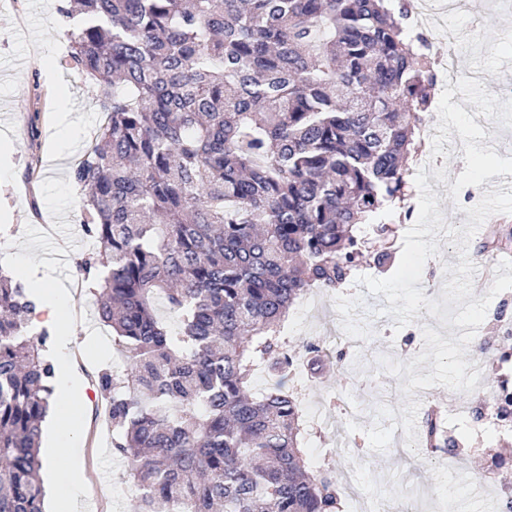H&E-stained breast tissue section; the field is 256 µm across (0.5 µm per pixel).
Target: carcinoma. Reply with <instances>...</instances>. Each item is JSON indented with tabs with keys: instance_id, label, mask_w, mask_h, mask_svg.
<instances>
[{
	"instance_id": "carcinoma-1",
	"label": "carcinoma",
	"mask_w": 512,
	"mask_h": 512,
	"mask_svg": "<svg viewBox=\"0 0 512 512\" xmlns=\"http://www.w3.org/2000/svg\"><path fill=\"white\" fill-rule=\"evenodd\" d=\"M64 2L105 115L70 174L96 243L77 268L125 358L99 382L138 512H339L341 480L307 471L299 397L252 382L292 365L296 301L365 259L360 225L392 241L410 218L436 81L410 0ZM35 309L0 272V512H45L55 370ZM419 437L458 453L432 411Z\"/></svg>"
}]
</instances>
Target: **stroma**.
I'll return each mask as SVG.
<instances>
[{
  "label": "stroma",
  "instance_id": "stroma-1",
  "mask_svg": "<svg viewBox=\"0 0 512 512\" xmlns=\"http://www.w3.org/2000/svg\"><path fill=\"white\" fill-rule=\"evenodd\" d=\"M60 0H0V98L17 102L11 114L0 113V140L8 141L11 176L0 182V211L8 214L5 229L18 231L22 243L44 280L72 289L84 317L79 340L84 349L77 374L89 385L88 399L72 414L86 437L81 461L83 477L97 503L96 512H134L137 487L124 462L112 453V424L107 397L98 388L103 371L123 365L112 345V334L101 325L92 288L81 286L77 259L90 248L81 226L84 196L70 180L72 165L86 144L91 143L102 118L88 83L59 50L67 27L58 13ZM430 53L449 59L456 76L479 80L485 90L507 101L512 97V0H464L441 26L429 27ZM70 94L77 137L66 154H58L53 137L56 87ZM449 156L423 155L424 173L445 225L463 227L467 210L486 192L512 193V182L493 176L480 186L464 187L458 196L450 188L465 169L464 149L458 132H451ZM490 216L468 245L475 264L474 300L490 298L488 314L478 328L476 340H488L496 352L480 357L467 352L464 359L480 363L481 376L473 392H455L442 386L413 389L404 394L408 375L398 377L379 370L377 360L388 355L413 363L424 348L422 329L430 327L443 339L454 340L462 330L443 324L420 308L412 323L398 327L395 316L381 315L387 307L384 295H371L366 285L349 281L333 292L320 291L313 306L297 302L288 316L286 335L291 344L319 342L323 367L312 370L301 359L289 373L260 366L254 374L256 390L282 384L301 399L306 416H318L304 440L311 468H332L349 473L365 493H380L385 512L403 505L405 512H487L484 495L476 493L484 469L485 449L512 458V430L491 429L473 414L445 421L448 434L458 437L468 450L459 474L448 477L441 463L415 451L418 425L432 406L447 407L451 401L479 406L482 399L512 379V365L500 363L498 351L512 348L502 324L512 323V290L489 296L495 277L512 274V239L496 250L485 247L488 230L497 226ZM440 254L427 261L422 282L425 297L441 299L450 274L444 265H459L461 259L449 237L436 238ZM505 321H497V310ZM356 336L350 363L336 366L339 336ZM355 438V446L337 453L336 438Z\"/></svg>",
  "mask_w": 512,
  "mask_h": 512
}]
</instances>
